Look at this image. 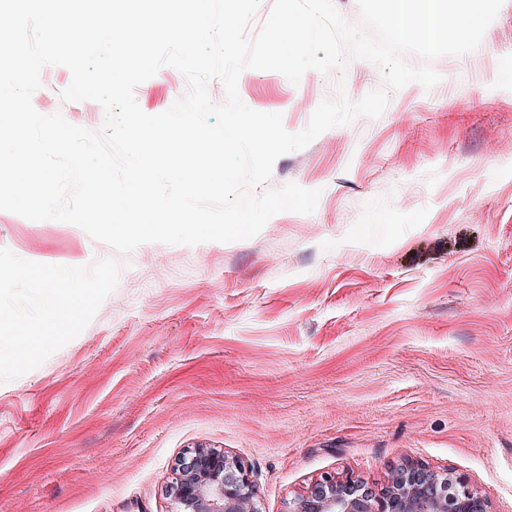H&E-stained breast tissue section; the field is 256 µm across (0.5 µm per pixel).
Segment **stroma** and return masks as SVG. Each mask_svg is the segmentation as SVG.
<instances>
[{"label": "stroma", "instance_id": "obj_1", "mask_svg": "<svg viewBox=\"0 0 512 512\" xmlns=\"http://www.w3.org/2000/svg\"><path fill=\"white\" fill-rule=\"evenodd\" d=\"M432 88L389 94L376 119L279 157L269 187L320 192L254 237L122 254L80 227L0 211V248L43 264L122 267L85 329L0 384V512H174L188 448L249 467L262 512L326 474L385 488L414 461L469 477L512 512V0ZM380 88L365 63L291 83L248 69L249 108L304 130L313 110ZM41 72L37 112L101 130ZM187 89L175 68L138 85L143 112Z\"/></svg>", "mask_w": 512, "mask_h": 512}]
</instances>
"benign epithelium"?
Returning <instances> with one entry per match:
<instances>
[{
	"label": "benign epithelium",
	"instance_id": "1",
	"mask_svg": "<svg viewBox=\"0 0 512 512\" xmlns=\"http://www.w3.org/2000/svg\"><path fill=\"white\" fill-rule=\"evenodd\" d=\"M350 477L325 475L289 503L288 512H492L464 475L419 462L391 471L378 494H356ZM166 493L178 512H261L249 467L220 448H188L174 463Z\"/></svg>",
	"mask_w": 512,
	"mask_h": 512
}]
</instances>
